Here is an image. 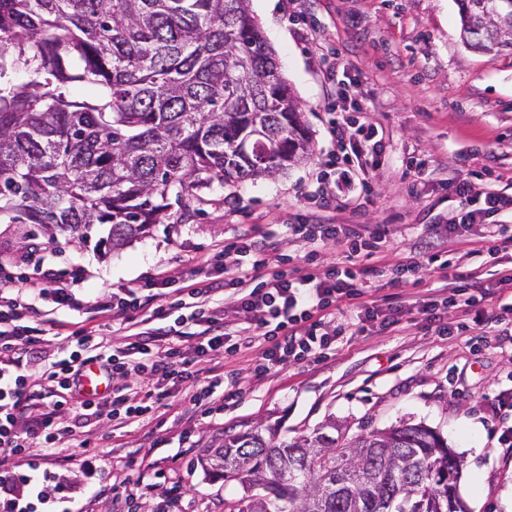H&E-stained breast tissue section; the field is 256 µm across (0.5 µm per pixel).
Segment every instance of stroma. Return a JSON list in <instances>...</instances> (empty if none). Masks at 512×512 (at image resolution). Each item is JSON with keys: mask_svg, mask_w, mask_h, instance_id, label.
I'll return each instance as SVG.
<instances>
[{"mask_svg": "<svg viewBox=\"0 0 512 512\" xmlns=\"http://www.w3.org/2000/svg\"><path fill=\"white\" fill-rule=\"evenodd\" d=\"M249 9L303 111L310 159L284 175L212 184L187 207L172 206L146 236L104 254L90 244L33 234L28 224L0 222V257L27 271L26 245L37 237L46 245V263L86 269L77 297L105 301L115 290L139 286L144 277L185 268L192 257L203 261L192 275L195 282L223 280L216 249L251 232L276 243L300 268L320 272L343 262V242L329 243L308 259L286 229L314 212L316 177L332 169L324 125L328 84L314 52L318 42L337 52L350 96L384 130L380 164L368 175L372 204L353 191L339 195L333 213L339 224L387 225L376 260L398 261L447 235L456 204L448 199L445 179L466 177L475 192L512 194V54L492 57L466 48L455 0H250ZM412 162L424 164V175L403 178ZM482 232L479 224L461 226L457 256L463 269L481 267V287L495 297L496 273L512 270V251L500 252L497 263L483 262L471 253ZM437 276L429 265L400 286L387 275L373 279L369 290L379 297H417L436 287ZM55 318L59 326L46 342L51 353L66 346L77 323L93 326L113 348L126 341L119 321L108 315L61 309ZM254 363V352L247 350L225 359L224 371L241 394L225 404L223 417H200L187 402L146 425L121 427L103 417L81 430L86 452L106 448L114 461L133 458L140 448L157 459L175 457L174 472L187 483L196 512H224L225 498L240 495L241 488L210 478L198 458L226 429L277 423L291 439L332 422L349 439L421 422L439 431L461 459L459 492L468 512H512V462L498 442L494 411L497 397L512 395V343L506 337L448 336L414 313L403 329L340 336L335 354L323 362H292L263 379L255 377ZM44 466L73 493L39 512H125L124 502L108 491L110 475H102V488L89 491L80 461L48 460Z\"/></svg>", "mask_w": 512, "mask_h": 512, "instance_id": "35a3bbf8", "label": "stroma"}]
</instances>
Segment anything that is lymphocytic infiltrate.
Here are the masks:
<instances>
[{"label": "lymphocytic infiltrate", "mask_w": 512, "mask_h": 512, "mask_svg": "<svg viewBox=\"0 0 512 512\" xmlns=\"http://www.w3.org/2000/svg\"><path fill=\"white\" fill-rule=\"evenodd\" d=\"M326 127L336 148L334 165L344 187L367 186L369 168L378 166L383 151L379 125L370 116L352 117L344 90H337L328 105ZM449 197L463 205L461 213L448 220L449 228L481 224L484 231L473 253L494 257L512 247L501 223L512 215V195L488 193L476 197L465 179L447 182ZM291 238L315 253L329 242L341 239L351 256H359L368 243L385 242L387 227L367 224L358 228L323 220L315 224L299 220L289 225ZM223 306H212L216 288L185 283L184 273H174L182 284L180 313L171 316L158 307L156 318H175L177 324L200 328L194 351L184 350L167 333L139 332L130 335L121 350H113L108 338L80 328L73 332L69 349L60 355L46 353L45 336L54 320L38 307L47 302L55 307L80 310L89 307L101 314L122 316L132 322L145 307L148 292L157 278L142 287L113 294L111 300L78 299L74 288L83 283L82 269H41L27 279L7 260L0 261V512H31L29 497L36 475L17 469L16 458L37 451L40 457L66 459L77 431L89 420L95 401L85 396L81 371L94 361L112 380L108 397L109 414L121 422L147 423L169 398L187 400L204 416L221 413L235 391L224 388L223 374L202 375L201 360L236 356L254 349L256 377L289 362H318L333 352L337 336L349 328L366 332L369 324L398 327L406 314L419 311L428 320L444 319L448 310L468 316L473 298L458 300L461 289L477 287L472 271L458 272L452 260L440 262L442 284L428 301L408 297L368 298L364 289L371 278L380 276L372 265L330 267L316 273L309 269L282 270L275 248L255 240L225 244ZM168 471L161 464L141 458L137 476H119L112 482L115 498L136 512L147 490Z\"/></svg>", "instance_id": "f902f5d3"}]
</instances>
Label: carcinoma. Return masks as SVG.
<instances>
[{"instance_id": "carcinoma-1", "label": "carcinoma", "mask_w": 512, "mask_h": 512, "mask_svg": "<svg viewBox=\"0 0 512 512\" xmlns=\"http://www.w3.org/2000/svg\"><path fill=\"white\" fill-rule=\"evenodd\" d=\"M249 0H0V217L103 250L161 223L170 196L288 171L303 112ZM469 48L512 52V0H457ZM439 432L343 440L254 425L206 448L236 481L224 512H466ZM454 478L448 479V468Z\"/></svg>"}]
</instances>
